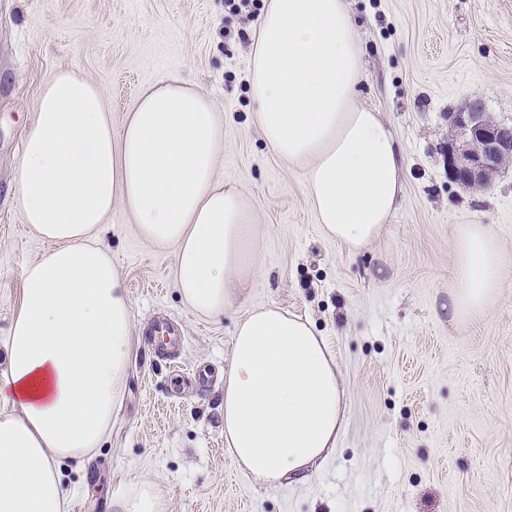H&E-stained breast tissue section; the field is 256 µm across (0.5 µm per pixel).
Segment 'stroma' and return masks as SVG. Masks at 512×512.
<instances>
[{"instance_id":"35a3bbf8","label":"stroma","mask_w":512,"mask_h":512,"mask_svg":"<svg viewBox=\"0 0 512 512\" xmlns=\"http://www.w3.org/2000/svg\"><path fill=\"white\" fill-rule=\"evenodd\" d=\"M366 79L404 155L399 206L362 251L325 238L302 168L277 158L254 122L246 21L226 0H0V341L22 267L46 248L12 185L44 84L73 70L106 93L120 124L139 93L176 78L224 114L218 180L254 205L256 258L224 313L184 306L173 249L140 238L115 209L104 244L119 267L140 342L112 434L87 469L64 475L69 512H109L153 481L167 512H512V168L479 190L448 174V114L481 101L512 123V0H348ZM489 225L505 260L484 313L454 318L453 242ZM276 306L308 319L339 366L347 408L336 449L300 482L271 488L238 471L224 444V376L236 322ZM173 321L179 350L147 341Z\"/></svg>"}]
</instances>
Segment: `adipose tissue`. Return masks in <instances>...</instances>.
<instances>
[{
    "label": "adipose tissue",
    "mask_w": 512,
    "mask_h": 512,
    "mask_svg": "<svg viewBox=\"0 0 512 512\" xmlns=\"http://www.w3.org/2000/svg\"><path fill=\"white\" fill-rule=\"evenodd\" d=\"M347 0H264L249 56L259 132L304 168L327 239L357 252L390 222L403 154L379 112L358 104L364 74ZM224 116L205 94L166 80L141 92L120 126L103 89L75 72L43 86L13 187L23 221L49 247L24 265L0 378V512H68L61 467L112 433L138 342L121 276L100 234L115 208L139 236L174 249L185 307L223 314L250 265L253 205L214 171ZM456 314L495 300L505 264L484 224L454 241ZM339 369L311 323L278 307L238 320L224 380V443L239 469L273 487L305 479L345 425Z\"/></svg>",
    "instance_id": "adipose-tissue-1"
}]
</instances>
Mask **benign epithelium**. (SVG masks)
<instances>
[{"label":"benign epithelium","instance_id":"benign-epithelium-1","mask_svg":"<svg viewBox=\"0 0 512 512\" xmlns=\"http://www.w3.org/2000/svg\"><path fill=\"white\" fill-rule=\"evenodd\" d=\"M448 170L464 188L488 185L512 164V124L494 120L477 101L449 113Z\"/></svg>","mask_w":512,"mask_h":512}]
</instances>
